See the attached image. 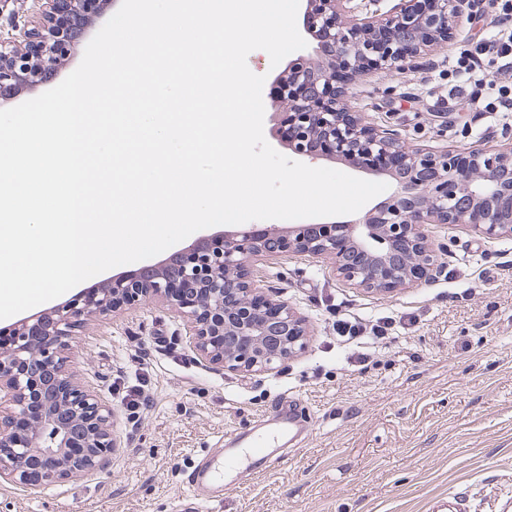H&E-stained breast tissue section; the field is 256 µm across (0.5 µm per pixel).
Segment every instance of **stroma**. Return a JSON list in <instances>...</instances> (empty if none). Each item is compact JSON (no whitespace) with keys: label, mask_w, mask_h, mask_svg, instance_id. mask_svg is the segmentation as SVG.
Returning a JSON list of instances; mask_svg holds the SVG:
<instances>
[{"label":"stroma","mask_w":512,"mask_h":512,"mask_svg":"<svg viewBox=\"0 0 512 512\" xmlns=\"http://www.w3.org/2000/svg\"><path fill=\"white\" fill-rule=\"evenodd\" d=\"M495 0L412 66L373 72L349 104L410 146L461 151L512 142V112L457 90L452 67L493 30ZM446 266L431 284L394 293L353 287L328 260L287 254L254 263L256 279L307 317L296 356L269 371L201 366L181 320L156 303L125 307L82 332L74 362L115 410L123 446L112 472L39 490L0 485L10 512H502L512 490V238L433 226ZM382 326L373 344L345 341L338 316ZM145 403L129 422L125 397ZM297 404L301 441L265 473L240 466L236 489L194 498L187 477L243 428L264 430L281 397Z\"/></svg>","instance_id":"stroma-1"}]
</instances>
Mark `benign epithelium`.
<instances>
[{
    "label": "benign epithelium",
    "instance_id": "obj_1",
    "mask_svg": "<svg viewBox=\"0 0 512 512\" xmlns=\"http://www.w3.org/2000/svg\"><path fill=\"white\" fill-rule=\"evenodd\" d=\"M37 21L0 35V105L36 88L78 53L84 24L109 0H32ZM306 0L319 43L292 60L271 101L288 108V149L334 159L392 184L349 220L264 231L241 225L204 235L159 262L104 279L36 316L0 325V483L38 489L107 473L121 447L112 407L71 371L80 333L125 306L157 300L179 317L207 368L269 369L304 348L306 319L251 276L256 261L323 256L350 284L391 293L442 273L432 224L512 237V146L426 151L350 111L347 92L366 72L398 70L446 41L485 0Z\"/></svg>",
    "mask_w": 512,
    "mask_h": 512
}]
</instances>
